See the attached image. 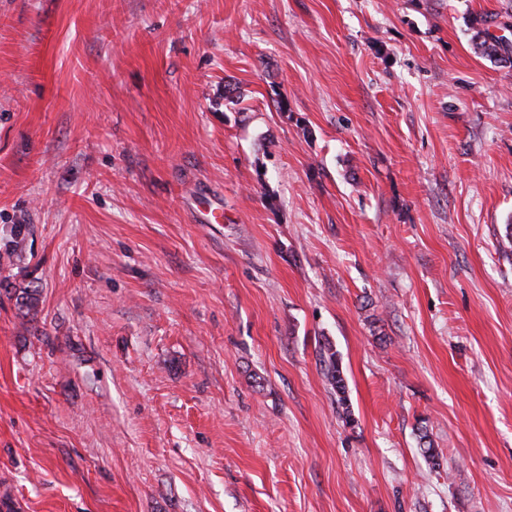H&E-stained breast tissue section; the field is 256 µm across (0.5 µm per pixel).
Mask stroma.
<instances>
[{
  "mask_svg": "<svg viewBox=\"0 0 512 512\" xmlns=\"http://www.w3.org/2000/svg\"><path fill=\"white\" fill-rule=\"evenodd\" d=\"M510 224L512 0H0V499L512 512ZM327 377L331 386L336 390L338 401L341 405H347L346 386L344 382L343 372L336 352L331 347L327 348Z\"/></svg>",
  "mask_w": 512,
  "mask_h": 512,
  "instance_id": "stroma-1",
  "label": "stroma"
}]
</instances>
